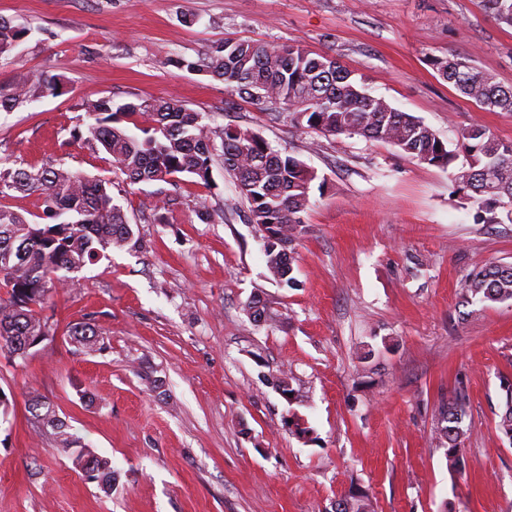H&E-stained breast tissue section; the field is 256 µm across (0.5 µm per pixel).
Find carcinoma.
I'll return each mask as SVG.
<instances>
[{
  "label": "carcinoma",
  "mask_w": 512,
  "mask_h": 512,
  "mask_svg": "<svg viewBox=\"0 0 512 512\" xmlns=\"http://www.w3.org/2000/svg\"><path fill=\"white\" fill-rule=\"evenodd\" d=\"M500 23L512 26V0H481ZM28 31L0 21V64L11 57ZM432 65L443 80L489 112H512V85L506 87L457 56L435 58ZM204 67L243 100L285 107L306 120L308 127L328 136L358 135L398 148L412 159L450 170L465 199L485 213L484 223H502L497 209L512 222V142H504L481 125L463 130L450 148L417 117L392 107L368 91L335 59L294 45L226 39L206 58ZM62 89L54 76L33 78L17 73L0 84V110L9 112L26 101L56 95ZM89 120L90 147L102 150L129 184L156 182L161 174L175 178H209L214 140L220 139L224 167L239 195L249 204L250 222L273 243L265 251L266 265L276 283L299 287L293 276L294 245L310 204L317 173L291 156H281L256 132L228 124L213 130L200 113L165 98H137L116 104L110 97L81 104ZM145 117L150 125L138 137L129 130ZM466 164L454 166L459 156ZM114 184L62 166H10L0 159V350L15 357L22 337L53 335L50 318L39 311L48 294L79 284L74 273L109 248H123L134 232L123 208L114 203ZM14 192L38 193L44 224L31 223L3 200ZM462 297L468 304L491 307L512 301V265H494L467 277ZM245 311L254 326L266 324L268 306L258 298ZM499 430L512 440V384L503 386ZM31 410L56 437L58 450L88 464L87 476L109 490L117 480L111 461L96 455L68 432L69 426L48 404ZM465 407L458 399L441 405L440 437L447 445L448 467L464 465L462 444ZM334 512H372L370 499L352 494L336 500Z\"/></svg>",
  "instance_id": "carcinoma-1"
}]
</instances>
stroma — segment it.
I'll return each mask as SVG.
<instances>
[{"instance_id": "35a3bbf8", "label": "stroma", "mask_w": 512, "mask_h": 512, "mask_svg": "<svg viewBox=\"0 0 512 512\" xmlns=\"http://www.w3.org/2000/svg\"><path fill=\"white\" fill-rule=\"evenodd\" d=\"M0 19L29 31L0 83L22 70L65 87L0 112V157L121 185L134 231L51 295V339L23 359L0 351V512H332L355 492L375 512H512V440L498 429L512 304L460 296L467 275L512 263V224L476 222L445 169L323 135L180 65L227 38L287 43L336 58L445 143L474 124L512 142V113L481 110L431 64L452 54L512 85L511 26L480 0H0ZM102 97L179 100L315 170L298 287L269 273L222 154L206 182L127 185L74 140L81 102ZM256 295L271 325L251 324ZM81 323L95 345L72 336ZM282 374L294 402L271 384ZM457 394L459 473L438 438V409ZM35 400L111 461L112 491L57 451Z\"/></svg>"}]
</instances>
